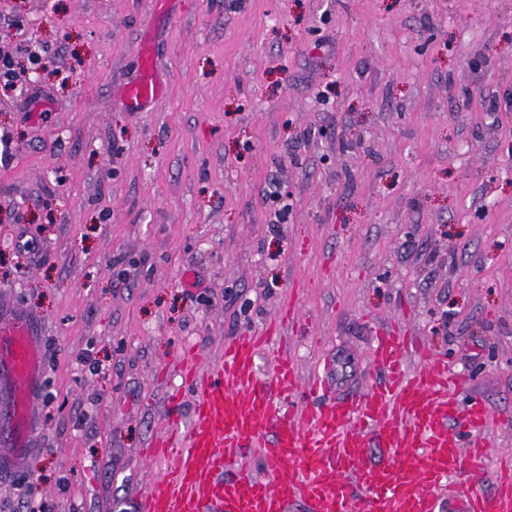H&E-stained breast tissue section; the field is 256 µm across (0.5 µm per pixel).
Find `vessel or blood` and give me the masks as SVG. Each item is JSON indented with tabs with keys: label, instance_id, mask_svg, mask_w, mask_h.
I'll use <instances>...</instances> for the list:
<instances>
[{
	"label": "vessel or blood",
	"instance_id": "b4317fda",
	"mask_svg": "<svg viewBox=\"0 0 512 512\" xmlns=\"http://www.w3.org/2000/svg\"><path fill=\"white\" fill-rule=\"evenodd\" d=\"M164 87L151 57L122 91L141 109ZM287 317L245 330L207 372L184 362L182 382L196 402L189 423L170 416L151 457L167 460L148 487L141 512H512V453L501 455L491 489L481 473L493 417L485 403L462 405L445 362L418 349L407 367L405 343L381 331L372 359L383 382L362 395L322 402L325 383L302 379L275 342ZM268 370H261V360ZM40 345L31 319L0 320V377L12 386L10 418L17 441L29 430L40 388ZM258 453L263 470L231 465L224 451Z\"/></svg>",
	"mask_w": 512,
	"mask_h": 512
}]
</instances>
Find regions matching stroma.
I'll use <instances>...</instances> for the list:
<instances>
[{
	"label": "stroma",
	"mask_w": 512,
	"mask_h": 512,
	"mask_svg": "<svg viewBox=\"0 0 512 512\" xmlns=\"http://www.w3.org/2000/svg\"><path fill=\"white\" fill-rule=\"evenodd\" d=\"M0 49V308L44 325L0 512H138L183 356L288 308L330 396L392 326L492 412L485 473L512 450V0H0ZM140 63V76L129 83L122 91V100L130 109H141L156 101L164 92V87L152 65L147 49Z\"/></svg>",
	"instance_id": "35a3bbf8"
}]
</instances>
